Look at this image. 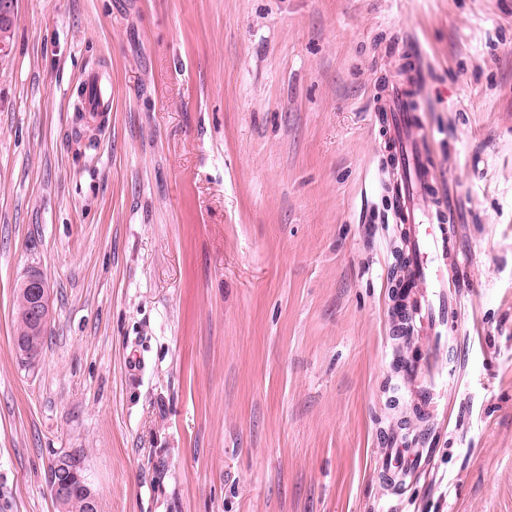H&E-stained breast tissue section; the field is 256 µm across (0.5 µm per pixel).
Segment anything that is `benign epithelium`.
<instances>
[{"instance_id": "1", "label": "benign epithelium", "mask_w": 512, "mask_h": 512, "mask_svg": "<svg viewBox=\"0 0 512 512\" xmlns=\"http://www.w3.org/2000/svg\"><path fill=\"white\" fill-rule=\"evenodd\" d=\"M14 24V0H0L1 57L9 53V36ZM16 295L29 311L34 332L46 334L52 320L47 281L32 274L19 283ZM48 487L58 512H99L98 495L87 479L80 459L73 455H59L52 460L48 468Z\"/></svg>"}]
</instances>
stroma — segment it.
<instances>
[{
    "label": "stroma",
    "mask_w": 512,
    "mask_h": 512,
    "mask_svg": "<svg viewBox=\"0 0 512 512\" xmlns=\"http://www.w3.org/2000/svg\"><path fill=\"white\" fill-rule=\"evenodd\" d=\"M0 58V512H512V0H16ZM467 257L444 418L397 423L379 101L406 43ZM112 86L87 145L86 71ZM52 321L13 349L14 287ZM426 441L402 495L384 438ZM16 295L19 296L21 302L27 307L33 321V330L39 336L32 334V322L25 314L19 315V304L14 303L16 322V336L14 338V350L23 364L26 366H34L37 359L42 354L45 336L52 320V312L49 304V287L47 281L38 274H32L22 280L16 288ZM32 355H30L28 352ZM34 357V358H33ZM50 495L59 512H98V495L79 458L59 455L48 468Z\"/></svg>",
    "instance_id": "stroma-1"
}]
</instances>
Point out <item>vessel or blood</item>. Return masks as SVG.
<instances>
[{"label": "vessel or blood", "instance_id": "obj_1", "mask_svg": "<svg viewBox=\"0 0 512 512\" xmlns=\"http://www.w3.org/2000/svg\"><path fill=\"white\" fill-rule=\"evenodd\" d=\"M424 81L420 67L410 68L380 108L386 119V149L395 171L385 189L394 200L391 220L402 243L393 300L413 335L438 344L448 327L459 322V272L465 257L458 245L453 209L439 189L431 136L420 117L418 96ZM83 86L85 111L99 113L110 107L112 90L99 71L88 72ZM404 369L414 385L416 406L423 416L433 415L448 396L450 373L445 364L430 351L405 363ZM420 461V456L405 455L390 441L380 451L379 468L400 485Z\"/></svg>", "mask_w": 512, "mask_h": 512}]
</instances>
